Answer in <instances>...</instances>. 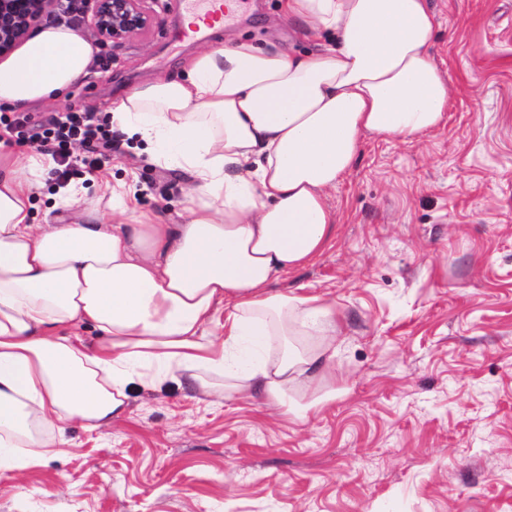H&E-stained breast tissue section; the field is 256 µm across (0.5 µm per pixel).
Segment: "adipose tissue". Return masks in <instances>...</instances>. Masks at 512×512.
<instances>
[{"instance_id":"adipose-tissue-1","label":"adipose tissue","mask_w":512,"mask_h":512,"mask_svg":"<svg viewBox=\"0 0 512 512\" xmlns=\"http://www.w3.org/2000/svg\"><path fill=\"white\" fill-rule=\"evenodd\" d=\"M311 51L246 41L197 53L184 74L142 85L110 120L191 175L186 223L124 207L103 224L75 191L64 224L36 223L31 198L50 153L0 141V469L65 456L66 427L129 412L130 386L334 400L336 306L274 284L335 233L327 192L367 135L408 139L440 127L450 88L432 53L429 0H284ZM93 45L46 23L0 59V106L50 102L89 76ZM98 330L97 343L80 335ZM292 336H321L305 350Z\"/></svg>"}]
</instances>
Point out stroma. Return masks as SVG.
<instances>
[{
  "mask_svg": "<svg viewBox=\"0 0 512 512\" xmlns=\"http://www.w3.org/2000/svg\"><path fill=\"white\" fill-rule=\"evenodd\" d=\"M431 2L444 124L365 138L328 192L333 241L279 282L336 303L335 400L285 418L260 398L135 388L129 418L68 427L71 455L0 471V512H512V0ZM154 8L159 24L117 48L78 20L97 46L90 76L26 115L105 118L113 99L232 40L311 46L283 0H241L202 41L183 34L185 0ZM112 137L96 171L74 150L83 207L111 218L98 184L120 181L129 205L183 223L189 174Z\"/></svg>",
  "mask_w": 512,
  "mask_h": 512,
  "instance_id": "35a3bbf8",
  "label": "stroma"
}]
</instances>
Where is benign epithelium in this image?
<instances>
[{
    "instance_id": "1",
    "label": "benign epithelium",
    "mask_w": 512,
    "mask_h": 512,
    "mask_svg": "<svg viewBox=\"0 0 512 512\" xmlns=\"http://www.w3.org/2000/svg\"><path fill=\"white\" fill-rule=\"evenodd\" d=\"M53 0H0V56L10 52L37 25ZM144 0H73L101 40L119 45L132 35L148 31L159 16Z\"/></svg>"
}]
</instances>
